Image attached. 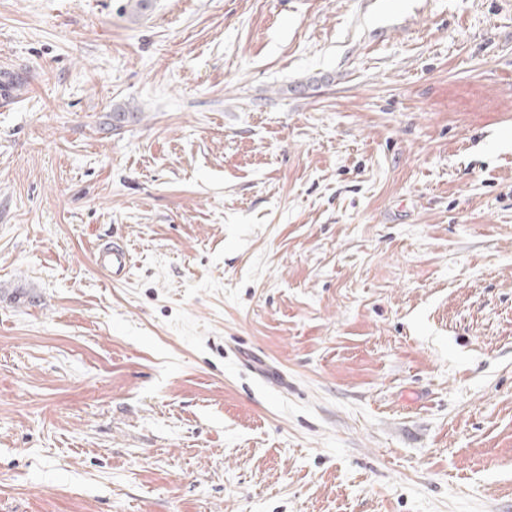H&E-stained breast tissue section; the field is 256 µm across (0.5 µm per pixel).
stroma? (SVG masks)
<instances>
[{"label": "stroma", "instance_id": "1", "mask_svg": "<svg viewBox=\"0 0 512 512\" xmlns=\"http://www.w3.org/2000/svg\"><path fill=\"white\" fill-rule=\"evenodd\" d=\"M4 72L0 512H512V0H0ZM94 262L97 268L112 280L125 277L130 267L128 251L114 243L98 246L94 252Z\"/></svg>", "mask_w": 512, "mask_h": 512}]
</instances>
